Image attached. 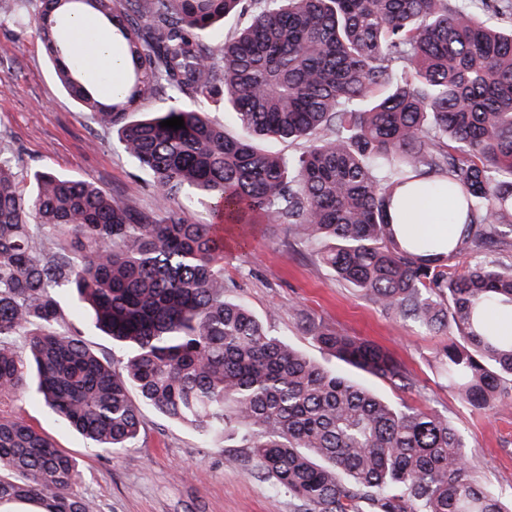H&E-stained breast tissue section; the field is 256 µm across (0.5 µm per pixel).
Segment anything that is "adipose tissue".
Wrapping results in <instances>:
<instances>
[{
    "label": "adipose tissue",
    "mask_w": 512,
    "mask_h": 512,
    "mask_svg": "<svg viewBox=\"0 0 512 512\" xmlns=\"http://www.w3.org/2000/svg\"><path fill=\"white\" fill-rule=\"evenodd\" d=\"M64 27L73 58L83 66L87 77L104 93L119 90L126 69L120 36L90 15L71 16ZM446 215L445 199L426 202L417 195L402 199L389 211L390 219L405 235L428 238L447 237L451 226Z\"/></svg>",
    "instance_id": "adipose-tissue-1"
}]
</instances>
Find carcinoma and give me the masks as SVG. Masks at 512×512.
Here are the masks:
<instances>
[{
	"label": "carcinoma",
	"instance_id": "1",
	"mask_svg": "<svg viewBox=\"0 0 512 512\" xmlns=\"http://www.w3.org/2000/svg\"><path fill=\"white\" fill-rule=\"evenodd\" d=\"M93 11L122 36L125 91L104 97L66 60L58 17ZM250 20L210 42L231 15ZM67 94L150 173L166 203L193 194L224 223L286 225L336 277L426 334L460 403L512 402V0H41L35 18ZM169 101L127 121L138 102ZM228 104L231 136L181 100ZM181 117L185 128L160 122ZM298 142L286 158L264 139ZM26 188L0 156V398L35 396L92 451L140 433L132 394L206 439L238 441L302 512H512L475 477L465 434L442 414L391 405L274 336L227 296L224 245L179 209L135 210L99 186L42 171ZM423 184L448 197L454 234L429 253L388 212ZM74 293L120 358L62 326ZM316 346L407 393L389 353L302 321ZM79 463L0 416V505L96 512L72 494Z\"/></svg>",
	"mask_w": 512,
	"mask_h": 512
}]
</instances>
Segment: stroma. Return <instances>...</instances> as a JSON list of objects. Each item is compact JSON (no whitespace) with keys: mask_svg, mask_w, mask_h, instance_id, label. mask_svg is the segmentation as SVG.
<instances>
[{"mask_svg":"<svg viewBox=\"0 0 512 512\" xmlns=\"http://www.w3.org/2000/svg\"><path fill=\"white\" fill-rule=\"evenodd\" d=\"M39 6L40 0H30V17L20 21L12 0H0V151L20 157L25 171L91 182L133 209L158 211V193L121 150L117 129L96 125L61 87L33 19ZM179 205L223 237L224 279L232 296L273 335L312 359L331 362L300 329L301 318L309 316L389 350L422 391L403 393L379 380L374 388L389 401L447 416L476 452L478 481L503 502L512 501V403L487 414L456 400L435 361L447 333L422 334L377 309L309 255L286 227L217 225L206 200L189 196ZM5 411L78 460L81 478L73 492L97 512H300L297 500L253 472L246 449L203 440L147 404L139 406L143 427L137 443L114 454L88 450L33 393L12 397Z\"/></svg>","mask_w":512,"mask_h":512,"instance_id":"1","label":"stroma"}]
</instances>
